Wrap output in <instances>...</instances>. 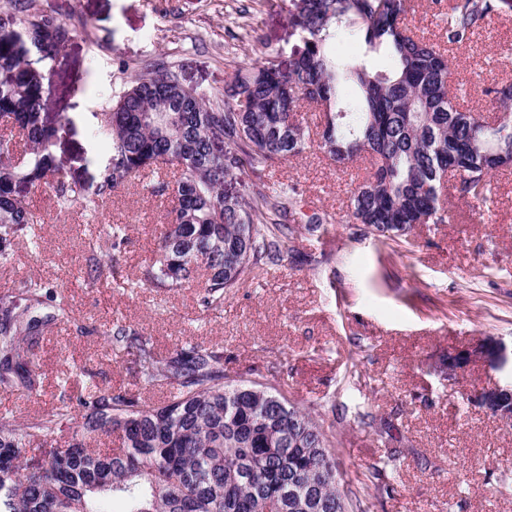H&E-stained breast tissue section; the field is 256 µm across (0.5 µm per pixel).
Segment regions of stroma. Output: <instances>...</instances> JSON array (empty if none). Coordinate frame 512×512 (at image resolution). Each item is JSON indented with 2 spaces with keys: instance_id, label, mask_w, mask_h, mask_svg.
Segmentation results:
<instances>
[{
  "instance_id": "stroma-1",
  "label": "stroma",
  "mask_w": 512,
  "mask_h": 512,
  "mask_svg": "<svg viewBox=\"0 0 512 512\" xmlns=\"http://www.w3.org/2000/svg\"><path fill=\"white\" fill-rule=\"evenodd\" d=\"M61 19L81 17L90 39L70 42L41 64L43 110L69 119L56 152L65 169L95 188L108 163L92 136L113 91L126 81L118 62H176L185 82L223 87L240 68L273 55L285 62L300 45L289 0H39ZM454 80L469 109L495 116L486 85L512 80V14L488 18L470 45L452 50ZM374 170L363 160L336 167L318 150L270 168V185H296L305 214L336 216L324 234L296 225L295 263L257 272L201 313L204 272L175 293L137 287L157 247L166 209L139 184L119 187L98 206L59 213L54 196L28 203L42 226L40 254L17 245L0 267V291L32 276L57 287L90 334L39 337L41 396L0 395V421L22 424L50 409L60 388L86 374L131 394L143 391L132 357L112 353L98 332L114 317L151 336L160 355L192 341L224 351L229 380L267 379L329 427L345 490L361 494L368 465L381 455L357 412L394 426L400 478L392 495L368 498L365 512H512V420L469 400L492 382L512 381L474 363L448 377V353L492 336L512 349V167L491 177L486 204L442 194L448 217L415 228L412 249L384 247L346 216L354 186ZM127 227L113 275L92 279L89 249L108 256V225Z\"/></svg>"
}]
</instances>
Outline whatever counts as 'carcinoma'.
Instances as JSON below:
<instances>
[{
	"mask_svg": "<svg viewBox=\"0 0 512 512\" xmlns=\"http://www.w3.org/2000/svg\"><path fill=\"white\" fill-rule=\"evenodd\" d=\"M445 22L442 41L416 33L412 0H292L302 47L284 64L275 58L239 69L220 90L185 83L179 66L154 61L116 91L96 137L109 165L95 196L139 180L169 200L158 248L138 287L168 294L204 267L205 311L224 308V294L257 269L292 255L298 222L296 186L274 188L263 177L278 162L317 148L338 166L370 156L373 173L348 201L349 216L380 245H414L418 224L443 220L442 173L478 203L490 177L512 165V83L483 93L504 121L489 128L460 104L445 45L468 44L475 31L512 0H431ZM339 34L365 47L358 59L334 52ZM88 35L81 19L64 22L38 0H11L0 10V124L18 136L0 141V264L21 240L37 254L42 221L26 204L49 189L62 210L87 202L85 186L56 156L58 128L42 113L38 64ZM354 95H343L345 85ZM325 113L314 141L299 119ZM256 178L250 200L228 196L226 163ZM165 166L176 182H154ZM112 256L88 257L92 278L113 267L125 243L110 226ZM80 324L63 293L34 278L0 292V392L40 395L43 379L24 338ZM112 349L135 357L144 385H166L168 400L149 405L90 378L63 390L52 408L13 428L0 425V512H354L336 495V457L324 425L264 380L230 384L224 350L186 342L161 360L150 337L117 317L100 331ZM81 424L65 444L58 436ZM385 452L367 468L380 493L397 484L401 451L389 447L391 424L373 431Z\"/></svg>",
	"mask_w": 512,
	"mask_h": 512,
	"instance_id": "1",
	"label": "carcinoma"
}]
</instances>
